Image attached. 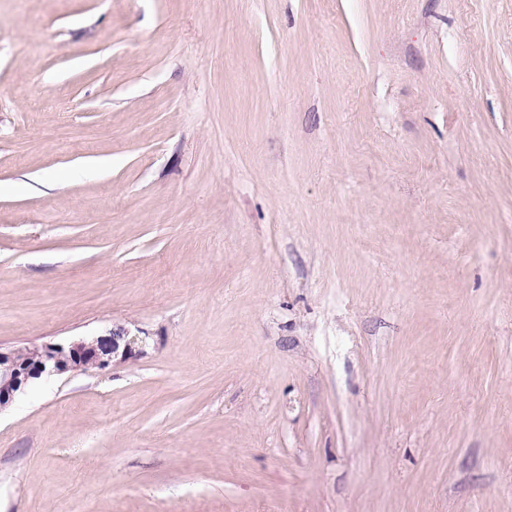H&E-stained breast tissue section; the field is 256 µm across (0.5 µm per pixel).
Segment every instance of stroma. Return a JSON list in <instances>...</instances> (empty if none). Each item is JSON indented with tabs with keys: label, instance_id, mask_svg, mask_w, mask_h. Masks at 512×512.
I'll return each instance as SVG.
<instances>
[{
	"label": "stroma",
	"instance_id": "1",
	"mask_svg": "<svg viewBox=\"0 0 512 512\" xmlns=\"http://www.w3.org/2000/svg\"><path fill=\"white\" fill-rule=\"evenodd\" d=\"M0 512H512V0H0ZM138 340L137 336H130L125 328L118 326L112 329L108 339H82L68 345L42 342L33 344L28 350L23 349L27 345L7 350L0 347V411L31 380L44 374L77 372L91 366L102 369L119 353L121 360L126 361L136 355Z\"/></svg>",
	"mask_w": 512,
	"mask_h": 512
}]
</instances>
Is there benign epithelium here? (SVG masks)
Listing matches in <instances>:
<instances>
[{
  "label": "benign epithelium",
  "mask_w": 512,
  "mask_h": 512,
  "mask_svg": "<svg viewBox=\"0 0 512 512\" xmlns=\"http://www.w3.org/2000/svg\"><path fill=\"white\" fill-rule=\"evenodd\" d=\"M138 337L119 326L108 339L78 340L67 345L42 342L25 350L21 347L0 349V409L31 380L44 374H62L95 366L105 368L115 356L125 361L136 355Z\"/></svg>",
  "instance_id": "7a95c632"
}]
</instances>
